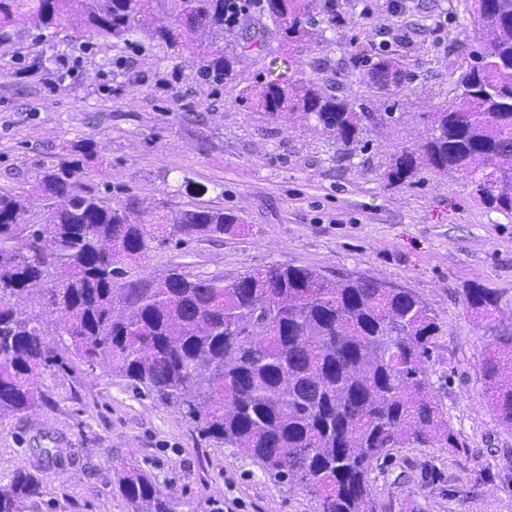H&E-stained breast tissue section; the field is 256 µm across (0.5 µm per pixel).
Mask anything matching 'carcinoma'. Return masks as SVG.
Here are the masks:
<instances>
[{"mask_svg": "<svg viewBox=\"0 0 512 512\" xmlns=\"http://www.w3.org/2000/svg\"><path fill=\"white\" fill-rule=\"evenodd\" d=\"M0 0V54L18 75L39 73L20 52L62 23L76 41L89 30L104 45H150L192 54L196 79L237 77L239 53L224 48V0ZM473 23L487 43L457 79L448 107L425 116L424 136L393 157L388 178L418 171L455 173L485 204L512 213V0H490ZM264 11L280 40L306 41L332 29L320 0H278ZM389 99L403 93L400 61L351 55ZM245 86L240 106L270 123L300 114L349 152L370 125L393 121L367 112L336 87L301 77ZM91 138L38 164L31 188L0 185V420L46 401L41 378L64 359L106 366L138 394L176 407L205 439L237 448L271 478L314 494L317 512H378L373 465L395 448H462L433 395L426 362L439 319L415 291L384 280L272 264L226 281L175 263L157 277L150 252L170 244L219 241L242 219L221 207L145 209L135 195L112 204V187L86 180ZM39 205H31V196ZM34 292L39 311L26 307ZM467 312L489 338L481 380L499 424L512 429V301L495 288L461 290ZM131 512H176L177 501L147 475L119 473ZM37 469L0 482V512H26L41 494Z\"/></svg>", "mask_w": 512, "mask_h": 512, "instance_id": "carcinoma-1", "label": "carcinoma"}]
</instances>
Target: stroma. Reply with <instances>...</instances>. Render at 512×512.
I'll return each instance as SVG.
<instances>
[{"label": "stroma", "instance_id": "1", "mask_svg": "<svg viewBox=\"0 0 512 512\" xmlns=\"http://www.w3.org/2000/svg\"><path fill=\"white\" fill-rule=\"evenodd\" d=\"M336 13L327 36L288 47L274 38L244 53L236 82L200 84L190 55L156 47L85 52L83 43L45 48L44 65L71 67L69 85L13 75L0 58V183L33 181L43 159L91 138L106 166L90 161V182L113 200L138 195L172 208L221 206L244 224L220 241H194L189 270L230 280L275 263L323 274L375 277L410 288L437 313L440 333L427 363L430 386L464 442L453 448H397L378 461L371 484L380 512H512V430L499 426L479 371L488 339L466 312L462 288L481 283L512 299V214L474 201L458 175L420 171L388 183L393 153L424 135L422 115L446 105L472 50L486 37L470 26V0H321ZM330 47H323V38ZM397 58L409 75L396 102L350 63L355 50ZM327 57L306 78L391 125L368 129L344 158L333 135L295 118L269 124L239 107L242 88L289 60ZM47 404L0 420V479L39 468L42 494L28 512H129L119 468L146 472L175 492L178 512H316L309 492L270 479L239 449L201 438L177 409L140 396L103 368L49 370ZM59 448L62 463L39 456ZM440 480L429 483L422 470Z\"/></svg>", "mask_w": 512, "mask_h": 512}]
</instances>
